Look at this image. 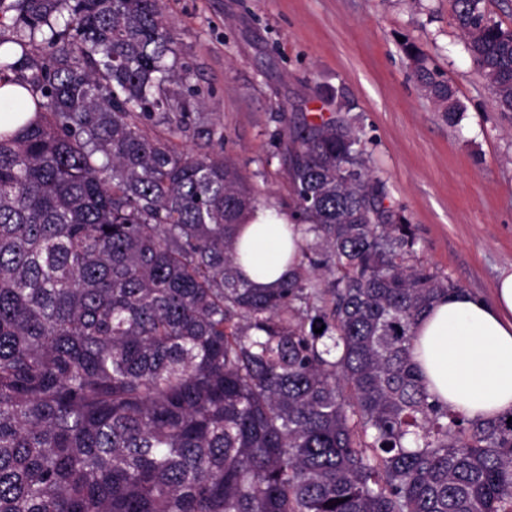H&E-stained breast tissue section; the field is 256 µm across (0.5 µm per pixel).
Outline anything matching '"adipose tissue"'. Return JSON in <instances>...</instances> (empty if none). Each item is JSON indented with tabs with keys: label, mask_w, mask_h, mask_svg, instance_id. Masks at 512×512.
<instances>
[{
	"label": "adipose tissue",
	"mask_w": 512,
	"mask_h": 512,
	"mask_svg": "<svg viewBox=\"0 0 512 512\" xmlns=\"http://www.w3.org/2000/svg\"><path fill=\"white\" fill-rule=\"evenodd\" d=\"M236 239V263L255 287L271 288L295 268L301 234L288 212L257 208ZM412 360L429 393L471 418L512 412V273L491 300L463 291L434 303L415 326Z\"/></svg>",
	"instance_id": "adipose-tissue-1"
}]
</instances>
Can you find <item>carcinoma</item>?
<instances>
[{
    "label": "carcinoma",
    "mask_w": 512,
    "mask_h": 512,
    "mask_svg": "<svg viewBox=\"0 0 512 512\" xmlns=\"http://www.w3.org/2000/svg\"><path fill=\"white\" fill-rule=\"evenodd\" d=\"M0 81L34 103L0 132V512H512V423L427 390L414 327L462 291L417 239L353 120L275 135L297 271L235 263L259 205L224 156L148 133L202 107L159 0H0ZM465 50L512 113V29L454 0ZM405 53L448 125L464 111ZM323 328L320 333L316 328Z\"/></svg>",
    "instance_id": "carcinoma-1"
}]
</instances>
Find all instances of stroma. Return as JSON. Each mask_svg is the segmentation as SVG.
Here are the masks:
<instances>
[{"label": "stroma", "instance_id": "1", "mask_svg": "<svg viewBox=\"0 0 512 512\" xmlns=\"http://www.w3.org/2000/svg\"><path fill=\"white\" fill-rule=\"evenodd\" d=\"M179 38L198 120L224 129V154L261 203L284 209L290 186L274 147L283 120L336 117L339 91L359 117L375 175L417 237V256L490 297L512 272V115L463 48L452 0H162ZM413 41L464 105L442 118L402 50Z\"/></svg>", "mask_w": 512, "mask_h": 512}]
</instances>
